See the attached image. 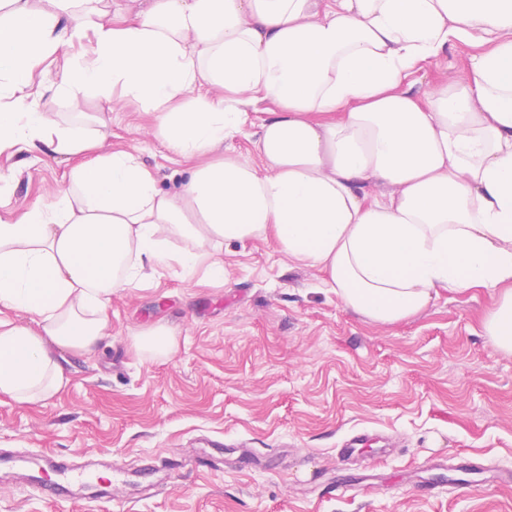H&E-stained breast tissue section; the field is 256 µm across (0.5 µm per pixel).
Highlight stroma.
Segmentation results:
<instances>
[{"instance_id": "stroma-1", "label": "stroma", "mask_w": 512, "mask_h": 512, "mask_svg": "<svg viewBox=\"0 0 512 512\" xmlns=\"http://www.w3.org/2000/svg\"><path fill=\"white\" fill-rule=\"evenodd\" d=\"M477 47L459 44L410 76L415 92L468 76ZM83 112L104 120V149L133 150L163 190L188 163L152 133L150 114ZM71 166L41 150L0 154L12 190L0 217L50 200ZM224 283L160 265L113 295L112 333L69 358L53 397H0V512H512V488L462 458L512 468V353L482 322L498 295L440 292L425 311L378 325L346 309L318 268L273 240L225 244ZM164 322L171 353L138 352L133 332ZM366 433L361 457L339 450ZM75 469L111 467L112 487H77L54 502L29 486L45 455ZM436 485L426 494L419 482Z\"/></svg>"}]
</instances>
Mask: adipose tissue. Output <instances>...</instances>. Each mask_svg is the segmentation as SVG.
<instances>
[{"mask_svg": "<svg viewBox=\"0 0 512 512\" xmlns=\"http://www.w3.org/2000/svg\"><path fill=\"white\" fill-rule=\"evenodd\" d=\"M454 43L482 47L469 76L415 93L406 77ZM56 60L69 120L31 91ZM90 97L153 113L190 165L177 192L103 151L80 124ZM266 100L259 163L225 152ZM13 148L73 159L50 202L0 218V310L30 317H0V396L17 403L68 384V355L109 336L113 294L146 269L220 285L219 248L265 236L376 324L500 290L483 328L512 352V0H0Z\"/></svg>", "mask_w": 512, "mask_h": 512, "instance_id": "1", "label": "adipose tissue"}]
</instances>
